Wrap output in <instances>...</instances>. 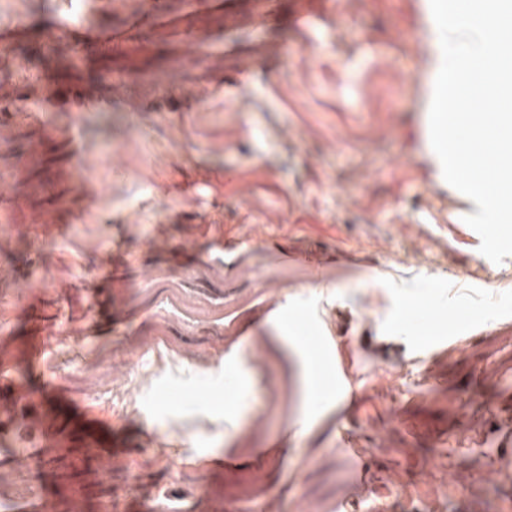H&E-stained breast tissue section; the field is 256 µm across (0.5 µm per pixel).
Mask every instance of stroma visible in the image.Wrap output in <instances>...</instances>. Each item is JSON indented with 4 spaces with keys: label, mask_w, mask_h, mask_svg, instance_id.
Returning a JSON list of instances; mask_svg holds the SVG:
<instances>
[{
    "label": "stroma",
    "mask_w": 512,
    "mask_h": 512,
    "mask_svg": "<svg viewBox=\"0 0 512 512\" xmlns=\"http://www.w3.org/2000/svg\"><path fill=\"white\" fill-rule=\"evenodd\" d=\"M299 0H277L264 30L239 39L245 0H216L207 18L155 24L129 68L179 52L192 28L209 55L178 78L210 111L172 97L162 111L113 86L110 112H50L40 128L21 121L48 160L42 189L24 158L0 159L18 188L0 206V329L25 346L34 305L43 319L86 323L85 296L105 289L110 331L72 348L55 337L43 361L71 398L110 418L112 457L75 463L73 446L48 447L37 474L14 469L0 438V512H36V486L60 504L100 512L113 494L122 512H408L426 493L434 512H486L512 501V483L484 471L512 448V257L484 262L457 198L437 189L427 149L424 84L431 70L423 11L428 0H337L316 32L294 28ZM335 40L332 53L321 42ZM134 122L139 174L120 164L112 198L76 194L66 141L78 134L91 167ZM63 218L58 237L36 228ZM333 252L314 287L295 252ZM44 292L29 300L23 285ZM422 293L429 325L397 312V291ZM299 319L310 342L335 339L328 355L352 386L311 415L299 354L272 336ZM433 336L419 352L421 334ZM252 356L235 381L220 352ZM426 358L437 383L379 392L374 371L416 370ZM493 367V380L481 372ZM238 409L216 406L225 391ZM358 435L368 468L345 449ZM280 449V457L270 449ZM176 455L171 474L168 455Z\"/></svg>",
    "instance_id": "obj_1"
}]
</instances>
